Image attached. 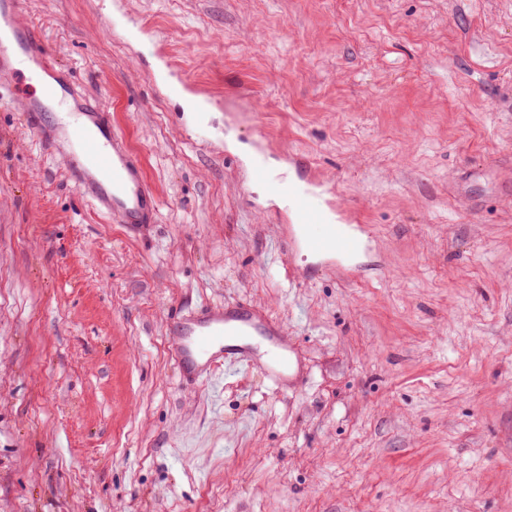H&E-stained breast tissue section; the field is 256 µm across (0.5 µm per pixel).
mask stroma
I'll return each instance as SVG.
<instances>
[{
	"mask_svg": "<svg viewBox=\"0 0 512 512\" xmlns=\"http://www.w3.org/2000/svg\"><path fill=\"white\" fill-rule=\"evenodd\" d=\"M24 21L161 208L112 223L0 106V512H512V0H27ZM134 54L195 82L208 142ZM261 137L371 225L364 276L284 251L286 201L225 156ZM237 301L286 324L302 386L183 381L170 311Z\"/></svg>",
	"mask_w": 512,
	"mask_h": 512,
	"instance_id": "1",
	"label": "stroma"
}]
</instances>
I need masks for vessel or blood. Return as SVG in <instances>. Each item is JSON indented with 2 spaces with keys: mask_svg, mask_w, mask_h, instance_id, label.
<instances>
[{
  "mask_svg": "<svg viewBox=\"0 0 512 512\" xmlns=\"http://www.w3.org/2000/svg\"><path fill=\"white\" fill-rule=\"evenodd\" d=\"M25 7V0H0V90L12 93L31 129L61 146L60 157L68 174L97 212L116 224L155 223L160 199L139 157L113 130L99 102L79 93L70 73L57 67L51 47L24 23ZM19 59L41 75L40 95L25 93L23 78L15 68ZM167 92L169 98L181 101L184 110L198 111L200 102L192 96L186 76L168 83ZM51 112L56 115L52 124L47 121ZM248 175L290 201L286 250L303 247L326 262L362 252L366 225L333 223L326 211L313 206L315 188L270 177L258 158L252 160ZM170 343L184 377L209 384L215 383L219 370L238 375L261 368L278 386L296 375L287 327L248 304L175 313Z\"/></svg>",
  "mask_w": 512,
  "mask_h": 512,
  "instance_id": "1",
  "label": "vessel or blood"
}]
</instances>
